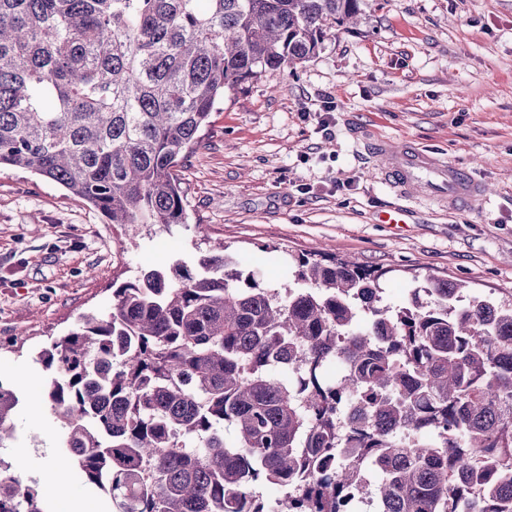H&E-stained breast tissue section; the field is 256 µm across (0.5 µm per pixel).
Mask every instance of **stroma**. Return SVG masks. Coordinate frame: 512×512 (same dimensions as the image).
<instances>
[{"label": "stroma", "instance_id": "35a3bbf8", "mask_svg": "<svg viewBox=\"0 0 512 512\" xmlns=\"http://www.w3.org/2000/svg\"><path fill=\"white\" fill-rule=\"evenodd\" d=\"M202 135L178 169L187 223L133 238L56 183L0 168V383L28 377L45 399L40 349L106 309L117 274L191 265L220 240L268 288L291 279L286 254L324 249L387 269L391 303L417 277L512 300V0H366L314 58L225 93ZM380 139L467 168L485 202L420 199L406 223H376L403 204L376 173ZM15 424L0 461L40 486L65 432L48 407Z\"/></svg>", "mask_w": 512, "mask_h": 512}]
</instances>
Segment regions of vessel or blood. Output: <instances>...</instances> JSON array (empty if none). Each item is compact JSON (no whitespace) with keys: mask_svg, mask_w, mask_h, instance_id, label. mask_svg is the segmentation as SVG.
<instances>
[{"mask_svg":"<svg viewBox=\"0 0 512 512\" xmlns=\"http://www.w3.org/2000/svg\"><path fill=\"white\" fill-rule=\"evenodd\" d=\"M374 152L380 178L404 199L419 193L442 202L470 203L484 195L483 186L468 170L443 164L431 152L384 141L375 143Z\"/></svg>","mask_w":512,"mask_h":512,"instance_id":"obj_1","label":"vessel or blood"}]
</instances>
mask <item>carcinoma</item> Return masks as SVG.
Instances as JSON below:
<instances>
[{
	"label": "carcinoma",
	"instance_id": "carcinoma-1",
	"mask_svg": "<svg viewBox=\"0 0 512 512\" xmlns=\"http://www.w3.org/2000/svg\"><path fill=\"white\" fill-rule=\"evenodd\" d=\"M363 6L0 0V167L127 231L185 224L175 168L224 93L310 60ZM224 251L114 278L108 309L39 352L61 458L112 512H271L255 487L298 478L281 512H345L366 465L376 512H512L511 302L428 277L384 305L386 270L321 251L289 255L276 290ZM19 404L0 383V447ZM51 495L0 463V512Z\"/></svg>",
	"mask_w": 512,
	"mask_h": 512
}]
</instances>
